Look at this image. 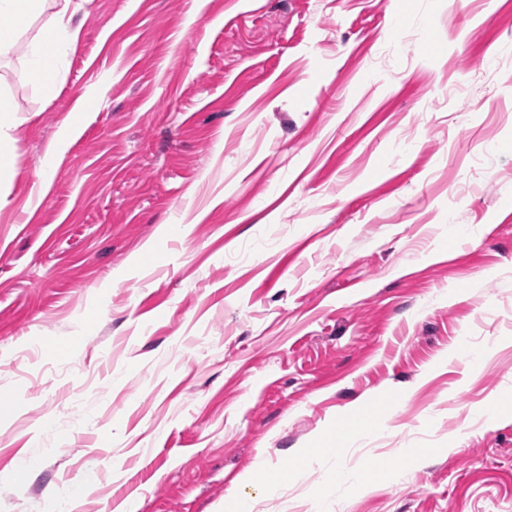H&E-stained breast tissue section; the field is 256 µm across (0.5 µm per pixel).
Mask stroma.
<instances>
[{
  "label": "stroma",
  "instance_id": "1",
  "mask_svg": "<svg viewBox=\"0 0 512 512\" xmlns=\"http://www.w3.org/2000/svg\"><path fill=\"white\" fill-rule=\"evenodd\" d=\"M71 7L0 59V512H512V0ZM71 0H1L0 16L12 20L0 27V56L8 52L48 8L54 9L48 20L27 42L25 64L29 80L37 86L49 84L55 77V53L61 42H75L79 27L73 26ZM367 402L362 401L357 406H355L350 412L351 423L350 426L347 427L344 431L333 435L330 439L322 440L317 443V447L321 448H310L307 454H305L304 459L308 460L311 456H320V455H338L344 448L349 447L353 436L359 430H368L364 429L361 424L358 425L353 424V420L358 419V415L360 411L366 407ZM368 431H376V430H368Z\"/></svg>",
  "mask_w": 512,
  "mask_h": 512
}]
</instances>
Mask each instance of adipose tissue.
Masks as SVG:
<instances>
[{
    "label": "adipose tissue",
    "mask_w": 512,
    "mask_h": 512,
    "mask_svg": "<svg viewBox=\"0 0 512 512\" xmlns=\"http://www.w3.org/2000/svg\"><path fill=\"white\" fill-rule=\"evenodd\" d=\"M70 3L71 0H0V16L11 21L10 26L0 27V55L8 52L22 34H29L25 64L34 85L44 86L52 81L58 45L78 37Z\"/></svg>",
    "instance_id": "obj_1"
}]
</instances>
